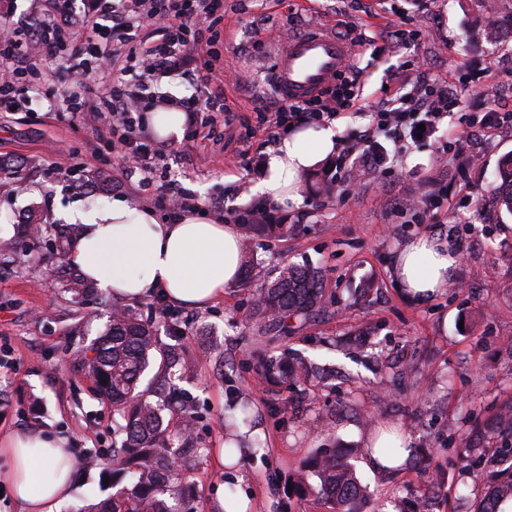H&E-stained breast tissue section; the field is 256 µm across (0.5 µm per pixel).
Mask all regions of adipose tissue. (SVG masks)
<instances>
[{
  "mask_svg": "<svg viewBox=\"0 0 512 512\" xmlns=\"http://www.w3.org/2000/svg\"><path fill=\"white\" fill-rule=\"evenodd\" d=\"M335 143L330 128L292 131L272 149L268 176L257 193L283 205L301 204V174ZM62 217L82 228L69 243L67 262L117 300L143 302L161 292L175 304L204 308L221 299L238 277L239 233L223 217L188 211L163 223L151 209L122 199L91 210L75 204ZM457 264V255L438 238L419 236L397 248L394 274L422 302L447 287ZM0 454L9 459L0 479L23 512H56L68 499L75 460L64 440L17 431L0 439Z\"/></svg>",
  "mask_w": 512,
  "mask_h": 512,
  "instance_id": "ef3b65f1",
  "label": "adipose tissue"
}]
</instances>
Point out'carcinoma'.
Masks as SVG:
<instances>
[{
	"mask_svg": "<svg viewBox=\"0 0 512 512\" xmlns=\"http://www.w3.org/2000/svg\"><path fill=\"white\" fill-rule=\"evenodd\" d=\"M491 196L499 210L512 216V156L503 160L491 183ZM289 224H244V249L251 250L260 236L285 237ZM89 282L79 274L70 275L64 291L79 297ZM325 289L321 271L313 266L283 265L273 281L255 295L254 312L260 319L288 329L294 318L313 313L323 304ZM159 349L155 327L127 308L112 312L107 330L90 346L93 356L78 352V363L88 367L97 394L119 412L124 424L120 455L112 458V487L116 491L89 509L78 512H193L183 471L189 467L191 433L195 412L181 403L180 420L172 425L161 408L139 390L141 378L154 351ZM269 366L291 380L307 379L314 370L302 362L288 363L280 357ZM308 470L318 479L323 494L332 498L342 512H354L352 505L360 493V480L352 464L332 451L314 458ZM512 501V467L484 493L475 512H500L502 503Z\"/></svg>",
	"mask_w": 512,
	"mask_h": 512,
	"instance_id": "obj_1",
	"label": "carcinoma"
}]
</instances>
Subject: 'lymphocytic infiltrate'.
<instances>
[{"label": "lymphocytic infiltrate", "instance_id": "f902f5d3", "mask_svg": "<svg viewBox=\"0 0 512 512\" xmlns=\"http://www.w3.org/2000/svg\"><path fill=\"white\" fill-rule=\"evenodd\" d=\"M224 25V0H85L82 13L67 4L37 22L0 23V111L17 112L22 98L15 82L29 69L32 58L60 61L65 76L77 93L66 110L73 119L109 115L108 141L122 164L139 174L140 186L154 184L156 162L164 151L155 147L139 126L150 82L156 75L173 74L190 79L194 93L183 99L193 115L196 132L214 131L230 110L225 103L224 82L215 76L219 55L214 35ZM76 49H68L71 41ZM119 72L135 71L138 81L95 82L93 73L104 67ZM95 111L85 108L86 100ZM363 86L360 68L348 65L317 96L296 103L279 102L259 107L258 129L276 141L298 124L330 123L352 109H360ZM462 100L456 80L436 84L415 81L408 93L387 94L370 115L365 130L355 135L338 154L333 180L350 181L354 173H375L391 182L392 162L419 140H430L442 121L458 115ZM512 126V113L494 110L460 118L448 138V160L460 162L465 145L475 134L491 135ZM422 224H444L460 208L481 210L482 198L462 192L453 200L444 186L435 187L415 200L400 201Z\"/></svg>", "mask_w": 512, "mask_h": 512}]
</instances>
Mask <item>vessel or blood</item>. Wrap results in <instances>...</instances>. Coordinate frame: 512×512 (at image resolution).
I'll use <instances>...</instances> for the list:
<instances>
[{
	"instance_id": "1",
	"label": "vessel or blood",
	"mask_w": 512,
	"mask_h": 512,
	"mask_svg": "<svg viewBox=\"0 0 512 512\" xmlns=\"http://www.w3.org/2000/svg\"><path fill=\"white\" fill-rule=\"evenodd\" d=\"M354 52L350 41L319 25L288 36L273 49L270 85L284 104L311 98L343 70Z\"/></svg>"
}]
</instances>
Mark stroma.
I'll list each match as a JSON object with an SVG mask.
<instances>
[{
  "instance_id": "35a3bbf8",
  "label": "stroma",
  "mask_w": 512,
  "mask_h": 512,
  "mask_svg": "<svg viewBox=\"0 0 512 512\" xmlns=\"http://www.w3.org/2000/svg\"><path fill=\"white\" fill-rule=\"evenodd\" d=\"M497 13L478 0H224L227 38L218 42L225 69L240 81L226 85L239 111L274 99L263 65L275 41L318 23L340 22L366 38L404 19L421 32L414 54L425 79L440 81L465 72L466 110L499 108L487 97L489 83L512 87V0H497ZM499 19L497 37L489 24ZM390 56L360 58L367 81L366 107L336 123V139L362 130L368 109L391 79ZM55 98L46 101L43 89ZM67 79L34 83L25 108L0 112V159L21 169L22 182L0 180V210L10 230L0 246L17 239L16 224L35 214L46 230L27 255L0 263V436L20 430L67 439L77 465L69 500L59 512H77L105 498L101 464L120 440L112 405L94 392V380L73 367L74 352L105 329L113 298L64 292L52 269L60 263L50 241L56 213L73 202L92 208L117 197L148 205L136 179L122 175L97 123L71 124L50 105L64 106ZM240 124L217 127L206 139L170 142L159 176L195 196L204 210L227 214L260 202L255 186L264 178L270 145L264 133L239 141ZM64 147L73 166L59 173L49 160ZM248 149L256 169L235 168L237 149ZM512 154V128L482 141L474 163L437 161L434 143L414 147L389 185L367 177L350 202L342 185H330L331 161L302 182L303 202L277 206L295 226L285 238L256 239L241 259L239 281L204 309L180 308L186 350L174 384L188 397L199 421L201 454L185 472L195 512H224L229 496L249 494V512H339L320 494L304 464L322 450L351 454L364 486L358 512H473L497 470L506 439L501 413L512 406V217L494 204L462 213L455 227L415 223L399 209L400 198L427 192L430 180L450 188L469 186L486 194L499 160ZM99 168L83 170L86 158ZM428 234L459 257L447 288L423 302L396 284L393 258L406 239ZM322 269L326 308L294 323L287 333L268 330L253 311V294L283 264ZM288 353L313 363L317 377L283 381L269 357ZM253 406V441L236 467L220 462L224 417L236 401ZM384 425L409 434L414 452L393 473L370 468L366 437Z\"/></svg>"
}]
</instances>
